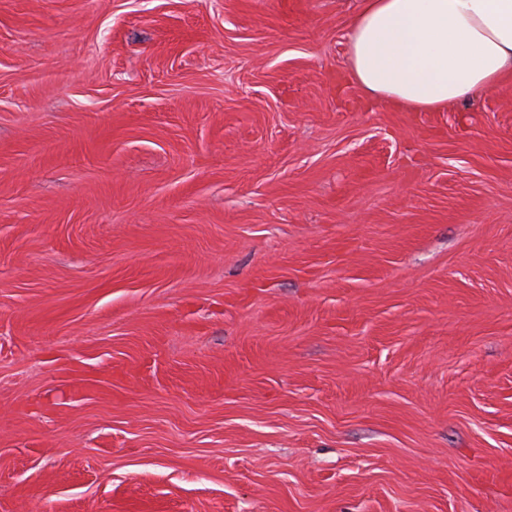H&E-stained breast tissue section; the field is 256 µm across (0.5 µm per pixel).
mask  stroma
Listing matches in <instances>:
<instances>
[{
  "instance_id": "35a3bbf8",
  "label": "stroma",
  "mask_w": 512,
  "mask_h": 512,
  "mask_svg": "<svg viewBox=\"0 0 512 512\" xmlns=\"http://www.w3.org/2000/svg\"><path fill=\"white\" fill-rule=\"evenodd\" d=\"M358 6L0 0V512H512V81ZM346 43L365 94L439 112L512 78V0H360Z\"/></svg>"
}]
</instances>
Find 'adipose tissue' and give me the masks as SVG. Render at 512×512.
Here are the masks:
<instances>
[{
	"mask_svg": "<svg viewBox=\"0 0 512 512\" xmlns=\"http://www.w3.org/2000/svg\"><path fill=\"white\" fill-rule=\"evenodd\" d=\"M346 43L365 94L439 112L512 78V0H360Z\"/></svg>",
	"mask_w": 512,
	"mask_h": 512,
	"instance_id": "ef3b65f1",
	"label": "adipose tissue"
}]
</instances>
